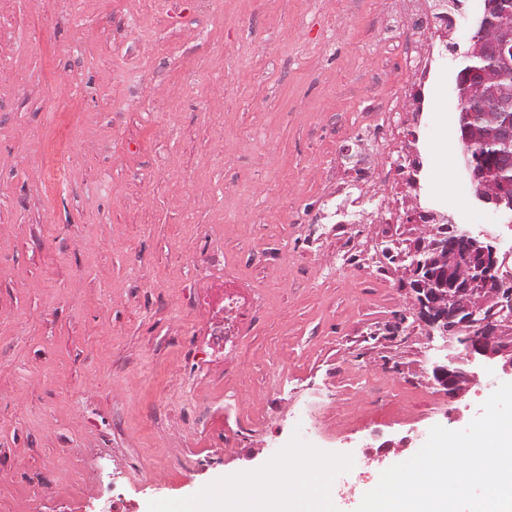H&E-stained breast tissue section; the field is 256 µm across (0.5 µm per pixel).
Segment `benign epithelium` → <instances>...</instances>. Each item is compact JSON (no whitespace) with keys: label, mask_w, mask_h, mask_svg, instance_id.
<instances>
[{"label":"benign epithelium","mask_w":512,"mask_h":512,"mask_svg":"<svg viewBox=\"0 0 512 512\" xmlns=\"http://www.w3.org/2000/svg\"><path fill=\"white\" fill-rule=\"evenodd\" d=\"M469 54L491 62L466 70L458 83L461 139L475 132V107L493 104L512 110V92L498 85L512 72V0H485V10L471 38ZM475 197L496 211L512 212V185L496 175L512 170V153L498 157L496 166L473 167L465 161ZM432 239L407 252V270L414 294L412 306L428 340L438 336L442 354L433 362L432 376L450 398L464 395L479 371L495 368L512 375V288L498 277L499 257L493 238L471 236L443 213L428 215Z\"/></svg>","instance_id":"7a95c632"}]
</instances>
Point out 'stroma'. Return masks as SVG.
Listing matches in <instances>:
<instances>
[{
    "label": "stroma",
    "instance_id": "1",
    "mask_svg": "<svg viewBox=\"0 0 512 512\" xmlns=\"http://www.w3.org/2000/svg\"><path fill=\"white\" fill-rule=\"evenodd\" d=\"M407 0H0V512H174L276 461L295 463L292 414L316 404L319 450L344 484L407 461L436 425L464 429L469 396L434 382L437 341L410 308L415 204L496 240L512 275V215L475 197L457 75L485 0L427 84L438 107L393 112L424 166L418 186L370 188L346 147L371 92L395 98L413 50ZM395 221L380 223L385 212ZM349 225L347 238L333 224ZM281 265L255 260L268 242ZM367 259L349 277L343 252ZM221 246L266 318L238 377L208 372L196 300L216 276L184 260ZM281 421L237 447L269 379ZM384 386L388 409L372 405ZM207 403L205 422L194 402ZM391 447L383 462L375 455Z\"/></svg>",
    "mask_w": 512,
    "mask_h": 512
}]
</instances>
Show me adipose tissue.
<instances>
[{"instance_id":"1","label":"adipose tissue","mask_w":512,"mask_h":512,"mask_svg":"<svg viewBox=\"0 0 512 512\" xmlns=\"http://www.w3.org/2000/svg\"><path fill=\"white\" fill-rule=\"evenodd\" d=\"M331 462L318 461L311 470L277 464L247 479L231 496L193 503L181 512H334L335 489L327 479Z\"/></svg>"}]
</instances>
